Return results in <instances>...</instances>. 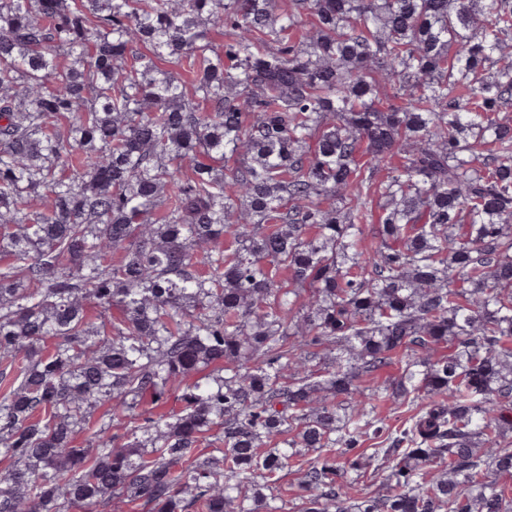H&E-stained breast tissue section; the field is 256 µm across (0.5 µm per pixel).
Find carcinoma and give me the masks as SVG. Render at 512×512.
Instances as JSON below:
<instances>
[{
	"mask_svg": "<svg viewBox=\"0 0 512 512\" xmlns=\"http://www.w3.org/2000/svg\"><path fill=\"white\" fill-rule=\"evenodd\" d=\"M511 112L512 0H0V512H509ZM377 413L380 418L384 419L390 431L395 433V431L410 425L416 410L407 405H392L390 402H386L379 406ZM299 459V458H297ZM296 458L289 460L288 467L280 473L281 477L278 483L279 496L283 503H286L285 512H296L297 509H291L298 503V494L300 493L299 486V472L297 471L300 463Z\"/></svg>",
	"mask_w": 512,
	"mask_h": 512,
	"instance_id": "obj_1",
	"label": "carcinoma"
}]
</instances>
